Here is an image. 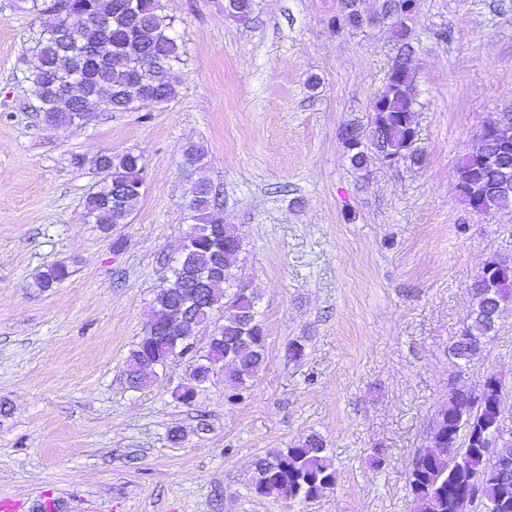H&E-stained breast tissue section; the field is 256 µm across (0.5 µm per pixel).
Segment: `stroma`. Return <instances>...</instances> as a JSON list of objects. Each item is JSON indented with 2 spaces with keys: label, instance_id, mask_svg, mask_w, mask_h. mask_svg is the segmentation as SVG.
Returning a JSON list of instances; mask_svg holds the SVG:
<instances>
[{
  "label": "stroma",
  "instance_id": "obj_1",
  "mask_svg": "<svg viewBox=\"0 0 512 512\" xmlns=\"http://www.w3.org/2000/svg\"><path fill=\"white\" fill-rule=\"evenodd\" d=\"M162 2L187 50L177 96L57 128L26 79L39 23L0 0V495L22 512L46 492L65 512H413L406 475L452 387L500 373L512 424V310L466 368L448 354L476 272L512 262V216L474 212L456 188L462 155L512 110V0H418L416 157L365 172L338 131L367 122L399 50L388 28L331 27L334 0H256L245 25L225 0ZM192 142L266 336L236 402L220 368L177 400L187 356L140 389L125 374L189 229ZM129 150L145 189L107 235L85 220L90 160ZM56 263L70 278L35 288ZM312 432L334 489L256 495L255 459Z\"/></svg>",
  "mask_w": 512,
  "mask_h": 512
}]
</instances>
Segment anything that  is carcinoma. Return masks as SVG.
Returning <instances> with one entry per match:
<instances>
[{"label":"carcinoma","instance_id":"1","mask_svg":"<svg viewBox=\"0 0 512 512\" xmlns=\"http://www.w3.org/2000/svg\"><path fill=\"white\" fill-rule=\"evenodd\" d=\"M353 2L336 0L329 23L341 29L360 28ZM10 7L39 21L29 80L46 125L83 126L97 112H126L136 102L162 104L176 97L173 72L186 50L162 0H11ZM253 7L254 0H229L226 5L242 24L251 20ZM391 11L402 13L395 29L402 39L409 29L411 0H381L375 9L380 14ZM137 69L143 73L140 81L133 79ZM414 90V73L404 57L388 72L378 92L381 110L358 126L364 150L347 154L355 170H366L368 154L377 148L387 156L406 153L409 135L417 130ZM204 156L202 147L190 145L183 163L200 170ZM93 165L102 179L87 197L85 217L109 234L112 225L131 216L141 196L145 166L142 155L134 151L98 155ZM506 172L512 174V149L502 155L495 140L480 136L457 169L461 199L473 206L478 194L500 183ZM187 210L190 230L177 250L171 276L155 295L148 328L126 360L130 386H144L156 370L188 352L203 327L212 323L213 311L224 307V323L214 329L207 350L190 369L188 382L177 391L185 404L225 363L224 348L232 350L226 382L234 390L253 379L267 358L263 327L252 321L257 315L256 297L245 288L230 291L242 244L232 224L224 225V239L236 241L233 247L226 249L214 239L213 227L222 220L216 216L219 202L207 177L201 175L193 184ZM483 212L512 215V185ZM489 262L494 267V292H489L482 276L475 275L469 322L461 334L468 346L462 349L456 340L448 346V353L458 360L470 361L493 339L496 319L512 307V263L496 257ZM70 276L67 266L55 264L37 273L34 285L47 291ZM177 309L182 311L177 332L155 335L156 326L171 321ZM503 400V384L493 373L482 378L477 390H450L443 420L438 422L443 442L418 454L407 476L414 512H459L463 497L478 503V512H512V445L491 449L486 443L487 434L502 422ZM335 483L336 469L316 434L256 458L250 477L257 495H286L300 502L319 498Z\"/></svg>","mask_w":512,"mask_h":512}]
</instances>
